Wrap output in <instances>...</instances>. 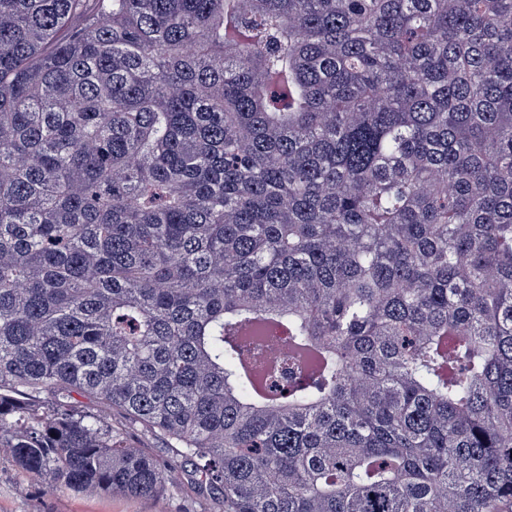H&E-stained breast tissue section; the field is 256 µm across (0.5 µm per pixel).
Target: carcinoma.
Returning <instances> with one entry per match:
<instances>
[{"label": "carcinoma", "mask_w": 512, "mask_h": 512, "mask_svg": "<svg viewBox=\"0 0 512 512\" xmlns=\"http://www.w3.org/2000/svg\"><path fill=\"white\" fill-rule=\"evenodd\" d=\"M1 448L218 512H512V0H0Z\"/></svg>", "instance_id": "carcinoma-1"}]
</instances>
